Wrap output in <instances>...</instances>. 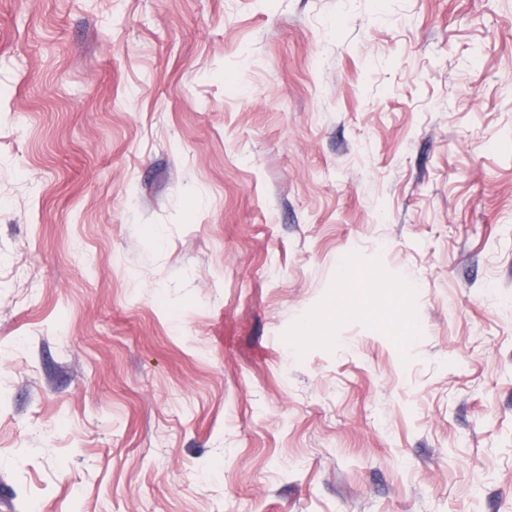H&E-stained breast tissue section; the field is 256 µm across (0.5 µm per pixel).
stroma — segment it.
<instances>
[{
    "mask_svg": "<svg viewBox=\"0 0 512 512\" xmlns=\"http://www.w3.org/2000/svg\"><path fill=\"white\" fill-rule=\"evenodd\" d=\"M0 512H512V0H0Z\"/></svg>",
    "mask_w": 512,
    "mask_h": 512,
    "instance_id": "obj_1",
    "label": "stroma"
}]
</instances>
